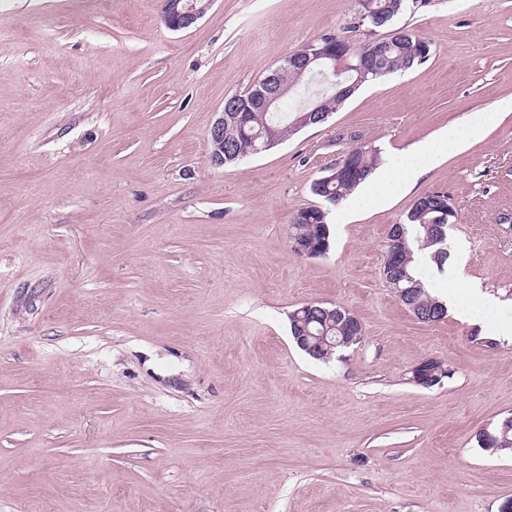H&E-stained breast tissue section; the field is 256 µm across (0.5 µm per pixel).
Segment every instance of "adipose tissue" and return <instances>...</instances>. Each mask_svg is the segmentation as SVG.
Wrapping results in <instances>:
<instances>
[{"instance_id":"1","label":"adipose tissue","mask_w":512,"mask_h":512,"mask_svg":"<svg viewBox=\"0 0 512 512\" xmlns=\"http://www.w3.org/2000/svg\"><path fill=\"white\" fill-rule=\"evenodd\" d=\"M494 112H477L467 127H449L441 130L435 137L419 142L407 152L408 163L402 169L386 174H372L361 188L364 193L375 198L388 195L390 189L399 182L415 183L443 153L465 148L471 141L484 136L487 129L497 120Z\"/></svg>"}]
</instances>
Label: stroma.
<instances>
[{
	"mask_svg": "<svg viewBox=\"0 0 512 512\" xmlns=\"http://www.w3.org/2000/svg\"><path fill=\"white\" fill-rule=\"evenodd\" d=\"M0 0V512H503L512 456L474 442L512 413V111L386 204H325L332 246L289 224L351 148L402 151L512 97V0H431L393 28L417 68L329 120L212 165L231 95L289 52L350 36L355 0ZM447 192L456 311L423 323L383 276L388 234ZM479 285L495 299L474 305ZM309 302L353 313L329 362L295 344ZM433 358L449 375L424 388ZM214 0H163L162 16L167 28L178 31L201 18ZM412 374L415 383L428 387L439 383L443 377L448 375V370L443 367L442 363L429 359L417 365Z\"/></svg>",
	"mask_w": 512,
	"mask_h": 512,
	"instance_id": "obj_1",
	"label": "stroma"
}]
</instances>
